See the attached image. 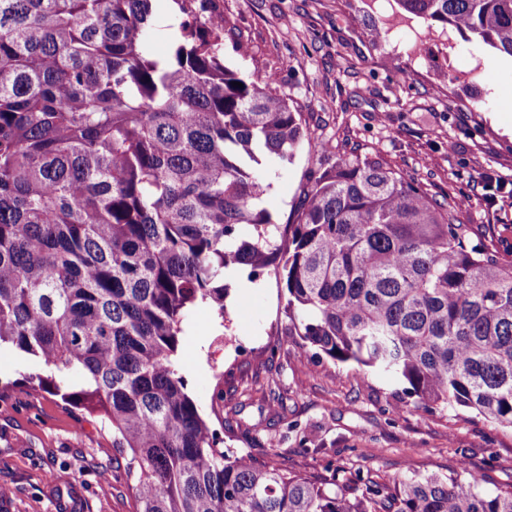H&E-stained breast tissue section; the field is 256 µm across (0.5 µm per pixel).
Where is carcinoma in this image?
Here are the masks:
<instances>
[{
  "label": "carcinoma",
  "mask_w": 512,
  "mask_h": 512,
  "mask_svg": "<svg viewBox=\"0 0 512 512\" xmlns=\"http://www.w3.org/2000/svg\"><path fill=\"white\" fill-rule=\"evenodd\" d=\"M193 2L157 59L153 0H0V345L112 430L136 512H512V488L463 468L378 484L220 447L176 355L196 301L224 313L233 265L274 272L303 344L390 376L418 411L512 429V251L371 158L338 157L280 231L254 165L327 146L274 74L225 65L226 26ZM397 4L512 57V0Z\"/></svg>",
  "instance_id": "1"
}]
</instances>
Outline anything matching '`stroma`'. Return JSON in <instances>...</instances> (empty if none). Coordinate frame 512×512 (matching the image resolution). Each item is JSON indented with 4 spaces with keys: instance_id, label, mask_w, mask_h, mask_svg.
<instances>
[{
    "instance_id": "1",
    "label": "stroma",
    "mask_w": 512,
    "mask_h": 512,
    "mask_svg": "<svg viewBox=\"0 0 512 512\" xmlns=\"http://www.w3.org/2000/svg\"><path fill=\"white\" fill-rule=\"evenodd\" d=\"M200 19L233 27L224 62L261 76L299 112L327 153L300 149L293 163L266 158L256 172L264 206L291 223L313 172L329 155L379 158L436 198L468 197L456 220L503 234L512 245V57L482 40L404 13L396 0H196ZM173 0H154L149 50L162 57L180 36ZM441 35L447 54L415 58V33ZM249 47L240 55L237 43ZM506 182L492 191L482 180ZM224 311L192 306L177 363L188 393L225 447L285 472L323 473L328 463L377 483L467 468L481 489L512 485V431L460 409L416 411L393 379L332 360L286 335L275 276L224 275ZM38 362L0 348V486L12 512H56L48 481L77 486L84 512H134L126 456L100 417L39 389ZM272 389L287 411L260 404ZM243 405L242 426L222 420Z\"/></svg>"
}]
</instances>
